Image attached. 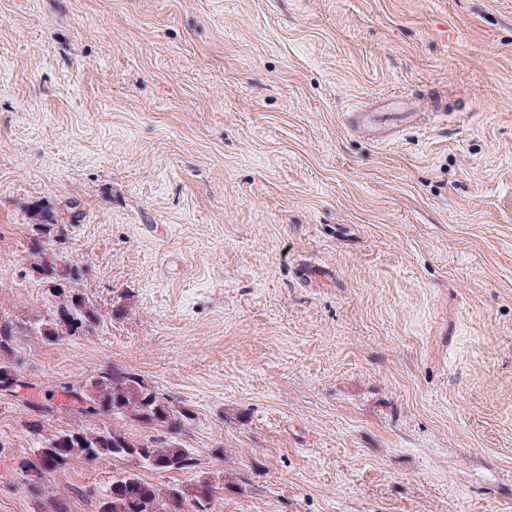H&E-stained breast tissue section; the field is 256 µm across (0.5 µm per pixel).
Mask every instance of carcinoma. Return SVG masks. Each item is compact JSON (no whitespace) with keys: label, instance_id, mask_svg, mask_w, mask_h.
Returning a JSON list of instances; mask_svg holds the SVG:
<instances>
[{"label":"carcinoma","instance_id":"cac0c4a2","mask_svg":"<svg viewBox=\"0 0 512 512\" xmlns=\"http://www.w3.org/2000/svg\"><path fill=\"white\" fill-rule=\"evenodd\" d=\"M32 250L41 256L32 271L49 284V294L54 297L53 311L36 333L53 341L88 332L99 316L84 294L72 287L78 271L44 256V244L38 240L32 242ZM18 332L14 324L0 321V392L12 385L27 386L14 358ZM61 395L64 400L56 401V391L49 388L42 392L41 400L25 401L34 416L28 428L37 437L32 454L20 463L31 494L44 492L73 460L110 458L121 468L112 475L98 512H186L190 500L196 502V512H210L229 476L224 470L203 467V451L186 444L184 436L195 421L190 409L174 404L157 386L116 364L63 387ZM63 410L82 418L110 417L112 424L95 430L46 429L44 423ZM138 468L156 473L189 472L195 478L190 484H156L143 479Z\"/></svg>","mask_w":512,"mask_h":512}]
</instances>
